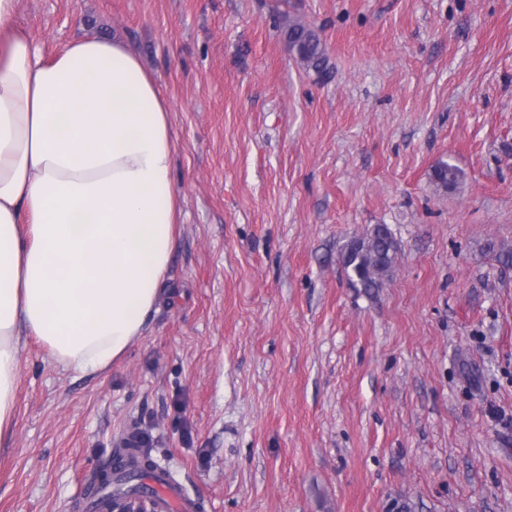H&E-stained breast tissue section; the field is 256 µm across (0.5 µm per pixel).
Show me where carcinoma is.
I'll return each instance as SVG.
<instances>
[{
	"label": "carcinoma",
	"mask_w": 512,
	"mask_h": 512,
	"mask_svg": "<svg viewBox=\"0 0 512 512\" xmlns=\"http://www.w3.org/2000/svg\"><path fill=\"white\" fill-rule=\"evenodd\" d=\"M284 34L289 48L305 66L321 70L325 64V48L319 34L298 20H288L284 25ZM435 183L445 190L453 189L460 180L458 168L448 162H442L434 168ZM398 243L385 224H376L367 230L357 242H349L340 255L349 280L367 293L382 287L383 281L390 276L396 263ZM157 468L155 461L144 456L143 465L133 471H127L121 464L120 452H115L109 470L95 476L91 482L96 493H103L112 500V507L125 512L127 502L146 496L147 486L141 483L148 471Z\"/></svg>",
	"instance_id": "1"
}]
</instances>
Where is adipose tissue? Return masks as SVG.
<instances>
[{"instance_id":"obj_1","label":"adipose tissue","mask_w":512,"mask_h":512,"mask_svg":"<svg viewBox=\"0 0 512 512\" xmlns=\"http://www.w3.org/2000/svg\"><path fill=\"white\" fill-rule=\"evenodd\" d=\"M0 0V447L14 435L20 343L107 370L162 294L182 210L171 105L123 43L45 58Z\"/></svg>"}]
</instances>
